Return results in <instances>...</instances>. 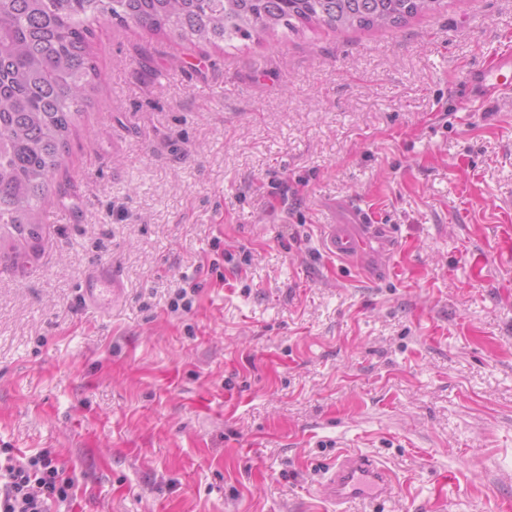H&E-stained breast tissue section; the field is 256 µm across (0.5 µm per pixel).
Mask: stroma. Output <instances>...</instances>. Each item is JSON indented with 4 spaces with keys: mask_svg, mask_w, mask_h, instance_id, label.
I'll use <instances>...</instances> for the list:
<instances>
[{
    "mask_svg": "<svg viewBox=\"0 0 512 512\" xmlns=\"http://www.w3.org/2000/svg\"><path fill=\"white\" fill-rule=\"evenodd\" d=\"M503 50L512 0L231 48L101 21L42 238L0 239V448L51 449L68 512H512V93L462 101ZM344 451L396 491L325 499ZM370 214L358 204L346 206V217L336 222V211L328 226L325 251L331 256L347 257L361 253L359 240L348 230L349 224H369ZM114 287L115 281L112 279V272L100 269L81 288V300L85 305L93 308L108 309L119 292V289Z\"/></svg>",
    "mask_w": 512,
    "mask_h": 512,
    "instance_id": "1",
    "label": "stroma"
}]
</instances>
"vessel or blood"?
Listing matches in <instances>:
<instances>
[{"mask_svg":"<svg viewBox=\"0 0 512 512\" xmlns=\"http://www.w3.org/2000/svg\"><path fill=\"white\" fill-rule=\"evenodd\" d=\"M482 97H491L503 90H512V52L497 54L489 67L474 75ZM369 213L357 204L346 207V217L330 222L325 239V250L338 257L354 256L360 252V243L348 230L352 224H367ZM118 290L109 270H99L89 278L80 293L85 305L96 309L111 307ZM395 478L380 462L357 453H340L330 469L323 494L327 499L347 503L363 498H381L392 490Z\"/></svg>","mask_w":512,"mask_h":512,"instance_id":"1","label":"vessel or blood"}]
</instances>
